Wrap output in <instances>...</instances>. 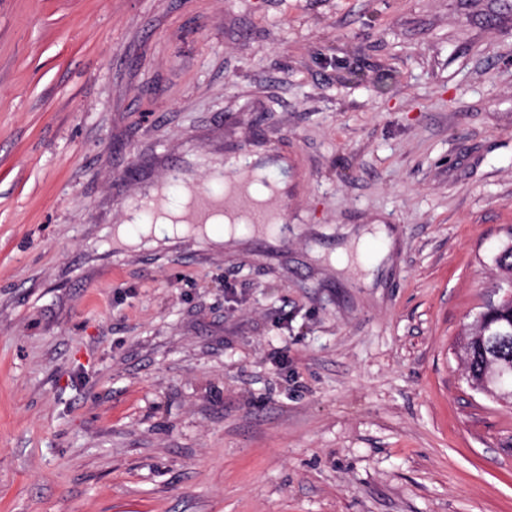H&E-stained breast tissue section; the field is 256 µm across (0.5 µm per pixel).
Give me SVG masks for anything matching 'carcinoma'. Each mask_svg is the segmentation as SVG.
I'll list each match as a JSON object with an SVG mask.
<instances>
[{
  "instance_id": "obj_1",
  "label": "carcinoma",
  "mask_w": 512,
  "mask_h": 512,
  "mask_svg": "<svg viewBox=\"0 0 512 512\" xmlns=\"http://www.w3.org/2000/svg\"><path fill=\"white\" fill-rule=\"evenodd\" d=\"M498 287L512 289V238L502 243L493 258ZM512 330V304L501 300L488 302L475 316L460 345V357L465 366L467 383L474 389L489 394L495 401L504 404L509 399L492 391V361L503 365L512 364V340L502 343L495 353H490L485 337L491 334L509 335Z\"/></svg>"
}]
</instances>
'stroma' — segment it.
<instances>
[{
	"instance_id": "obj_1",
	"label": "stroma",
	"mask_w": 512,
	"mask_h": 512,
	"mask_svg": "<svg viewBox=\"0 0 512 512\" xmlns=\"http://www.w3.org/2000/svg\"><path fill=\"white\" fill-rule=\"evenodd\" d=\"M242 148L280 235L114 240ZM511 229L512 0H0V512H512ZM499 284L496 288L505 289L504 299L512 300V232L510 239L502 243L496 250L493 258ZM511 288V289H509ZM510 328H512V304L502 303L500 298L489 301L475 316L460 345V357L465 366L467 383L475 390L489 394L496 402L504 404H509L510 399L503 398L497 390L490 391L494 389L491 384L493 378L491 357L493 355L495 361L503 365L512 364V340L508 339L494 354H490L483 336H488L491 347H494L498 339L510 336ZM496 333L500 336H490Z\"/></svg>"
}]
</instances>
